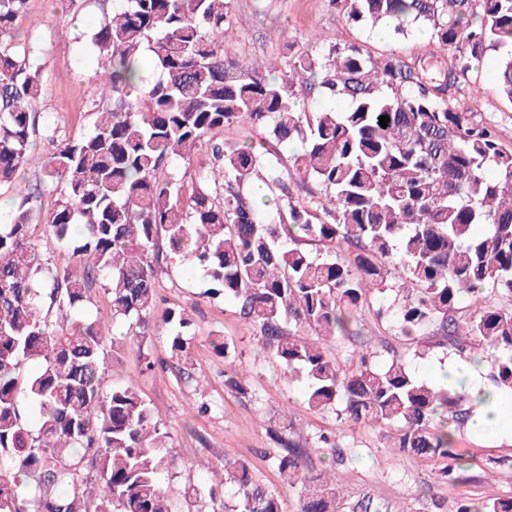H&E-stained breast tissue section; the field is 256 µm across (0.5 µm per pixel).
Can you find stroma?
Masks as SVG:
<instances>
[{
	"mask_svg": "<svg viewBox=\"0 0 512 512\" xmlns=\"http://www.w3.org/2000/svg\"><path fill=\"white\" fill-rule=\"evenodd\" d=\"M233 38L229 51L246 60H270L285 66L290 54L300 50L322 51L338 42L359 44L372 57L396 53L408 60L429 51L427 28L415 29L408 38L383 34L381 25L356 26L346 19L338 0H234L231 11ZM102 21L99 0H28L27 15L17 34L33 52L40 68L41 96L34 110L40 124L59 130L60 137L78 139L89 134L95 120L100 94L92 74L99 62L90 39ZM496 54L473 62L468 87L477 97H459L457 104L497 123L499 141L512 151V99L499 88L495 77ZM292 145L278 148L281 165L275 171H261L243 193L248 198L264 194L269 200L281 195L273 183L280 175L287 183L293 201L313 204L322 201L324 188L304 179L288 158ZM208 279L190 261L163 259L156 282V315L175 308L192 319L190 352L195 379L183 381L172 369L169 327L157 323L147 335L124 336L120 362L110 365L107 383L133 382L141 395L156 409L171 436L174 459L167 490L174 500L205 480L201 462L222 466L225 460L247 457L256 480L276 491L285 512H294L297 492L283 485L265 450L270 447L267 430L270 418L280 407H287L293 431L311 438L322 431H335L339 443L356 450V459L334 463L331 451L315 455L311 474L332 472L337 484L351 499L374 495L385 512L408 507L411 512H432L437 501L455 505L460 500L481 501L488 495L512 498V430L491 435L464 426L455 433V446L462 454L467 472L464 480L448 486L435 473L440 463L418 456L395 455L390 446L396 431L391 427L369 428L338 422L334 413L309 409L297 381L288 378L260 347L254 328L243 320L231 302L205 297ZM400 302L396 292H370L358 313V340L330 343L339 362H346L360 344L380 352L390 348L406 359L418 376L433 380L435 369L448 363H467L466 355L453 347H439L432 334L406 337L400 334L393 313ZM221 336L232 342L231 356L214 351L211 340ZM246 368L255 399L249 400L224 386V376L232 369ZM212 402L210 413L198 414L200 399Z\"/></svg>",
	"mask_w": 512,
	"mask_h": 512,
	"instance_id": "obj_1",
	"label": "stroma"
}]
</instances>
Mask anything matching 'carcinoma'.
Returning a JSON list of instances; mask_svg holds the SVG:
<instances>
[{
	"label": "carcinoma",
	"mask_w": 512,
	"mask_h": 512,
	"mask_svg": "<svg viewBox=\"0 0 512 512\" xmlns=\"http://www.w3.org/2000/svg\"><path fill=\"white\" fill-rule=\"evenodd\" d=\"M231 2L124 0L93 35L95 80L112 105L90 134L59 141L48 157L33 151L39 67L27 47L0 41V185L18 198L0 224V512H284L245 457L224 461L218 482L177 506L164 489L173 459L161 419L134 384H104L124 343L79 313L100 285L112 319L147 332L161 240L203 267L211 296L234 302L267 355L303 382L309 409L396 426L394 450L445 461L439 479L450 485L466 470L454 432L470 417L469 397L418 378L397 355L378 363L363 348L343 366L326 343L347 334L391 277L402 335L431 329L462 352L489 354L495 388L512 393V308L450 316L487 284L512 297V151L495 121L454 104L470 62L489 52L501 54L497 80L512 99V0H345L349 20L381 21L397 38L429 27V58L376 60L338 42L292 55L282 72L229 55ZM26 11L27 0H0V35ZM311 96L326 105L301 108ZM233 123L303 145L292 164L325 188L321 213L290 201L269 213L242 195L272 169L261 143L210 140L204 188L183 195L173 160ZM34 162L44 181L64 185L43 216L62 265L32 239L40 191L17 175ZM297 231L325 252L301 248ZM164 322L177 374L192 381L191 319L171 310ZM225 386L251 393L237 370ZM292 429L282 416L268 456L297 491V512H343L335 475L308 476L312 450L343 456L335 436L300 441ZM455 512H512V498L461 500Z\"/></svg>",
	"instance_id": "1"
}]
</instances>
